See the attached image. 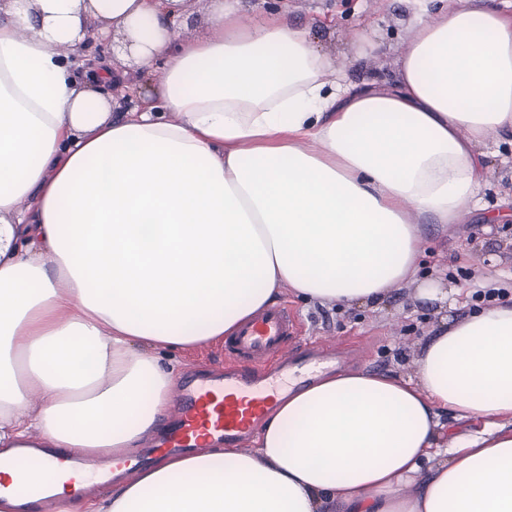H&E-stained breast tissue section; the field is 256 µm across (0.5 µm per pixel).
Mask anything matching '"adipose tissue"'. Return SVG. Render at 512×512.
<instances>
[{"instance_id":"obj_1","label":"adipose tissue","mask_w":512,"mask_h":512,"mask_svg":"<svg viewBox=\"0 0 512 512\" xmlns=\"http://www.w3.org/2000/svg\"><path fill=\"white\" fill-rule=\"evenodd\" d=\"M0 0V464L56 512H512V302L457 315L418 279L424 221L479 208L491 134L512 133V13L448 0L394 85L356 89L306 29L209 0ZM127 36L153 97L113 119L89 29ZM445 305L416 368L324 372L282 393L244 452L124 468L111 491L35 467L54 441L128 458L174 392L169 354L223 341L285 292L379 306L410 280ZM471 423L447 437L442 413ZM206 1H193L195 5L182 18L180 32L182 36L203 37L210 33V28L204 21L202 7Z\"/></svg>"}]
</instances>
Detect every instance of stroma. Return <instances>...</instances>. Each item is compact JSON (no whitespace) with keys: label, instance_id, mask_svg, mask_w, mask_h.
Masks as SVG:
<instances>
[{"label":"stroma","instance_id":"1","mask_svg":"<svg viewBox=\"0 0 512 512\" xmlns=\"http://www.w3.org/2000/svg\"><path fill=\"white\" fill-rule=\"evenodd\" d=\"M244 17L256 20L275 14L309 29L314 42L357 88L394 83L399 57L420 17L410 0H240ZM485 159L488 180L481 190L484 212H503L498 224L483 221L484 212L441 231L425 228L428 252L423 273H442L464 292L474 293L479 280L512 276V135L490 139ZM286 305L298 317L300 335L333 346L362 341V356L345 361L348 369L412 373L420 342L440 324L437 304L417 297L416 283L394 289L380 309L329 308L289 297ZM222 345L186 351L176 377L200 378L224 370Z\"/></svg>","mask_w":512,"mask_h":512}]
</instances>
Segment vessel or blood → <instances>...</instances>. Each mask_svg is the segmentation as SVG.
<instances>
[{
  "mask_svg": "<svg viewBox=\"0 0 512 512\" xmlns=\"http://www.w3.org/2000/svg\"><path fill=\"white\" fill-rule=\"evenodd\" d=\"M297 333L296 319L285 307L266 310L242 324L224 341L230 367L223 375L177 387L174 424L156 454L204 448L217 440L248 445L300 362L323 360L314 352L301 360L288 356L287 341Z\"/></svg>",
  "mask_w": 512,
  "mask_h": 512,
  "instance_id": "vessel-or-blood-1",
  "label": "vessel or blood"
}]
</instances>
